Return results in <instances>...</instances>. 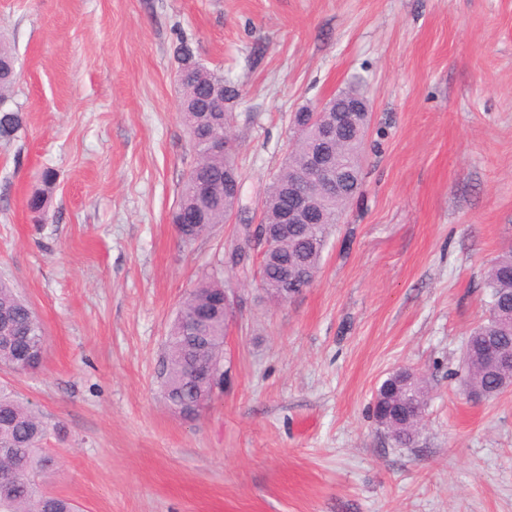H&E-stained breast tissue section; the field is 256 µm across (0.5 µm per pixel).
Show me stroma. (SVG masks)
<instances>
[{
	"mask_svg": "<svg viewBox=\"0 0 512 512\" xmlns=\"http://www.w3.org/2000/svg\"><path fill=\"white\" fill-rule=\"evenodd\" d=\"M0 36L22 118L0 139V277L46 338L0 386L56 428L45 491L78 512H512V388L474 399L459 375L512 242V0H0ZM183 37L238 92L242 171L240 210L189 243ZM352 81L372 107L360 195L293 300L267 298L259 258L225 270L228 382L180 418L158 379L172 319L260 220L293 113ZM401 367L430 389L409 448L372 417Z\"/></svg>",
	"mask_w": 512,
	"mask_h": 512,
	"instance_id": "obj_1",
	"label": "stroma"
}]
</instances>
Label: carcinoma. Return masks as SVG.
I'll return each mask as SVG.
<instances>
[{"mask_svg": "<svg viewBox=\"0 0 512 512\" xmlns=\"http://www.w3.org/2000/svg\"><path fill=\"white\" fill-rule=\"evenodd\" d=\"M13 59L11 44L0 39V138L3 139L13 137L21 124L19 113L6 108L15 80V73L7 64ZM216 87L229 96L235 93L232 83L223 74L204 64L181 85L182 119L189 130L196 161L188 172L172 217L175 224H195V240L226 221L233 205L234 183L242 181L233 155L222 156L209 148L211 138L227 134L231 120L228 112L203 110ZM292 126V148L282 170L270 183L263 203L262 223L267 225L274 246L263 254L261 286L274 300L283 268L299 274L319 271L328 237L340 221L343 209L336 198L323 197L317 200L318 209L324 215L323 223L290 224L288 240L277 238L280 211L287 202L295 176L305 169L308 156L317 148L318 141V126L308 124V119L296 114ZM364 153V139L357 135L346 137L340 146L348 173L356 174L359 183L362 182ZM199 181L211 189L209 196L198 195ZM486 288L488 322L475 328L467 341L471 364L463 373L472 391L493 398L505 389L502 372L494 365L481 366L476 360L489 346L512 351V324L500 321L501 309L512 310V249L490 267ZM201 310L208 312L211 322V331L205 338L193 336L187 330V321ZM231 316L230 307L224 305V277L211 273L198 281L170 325L159 378L169 406L180 408L181 416L186 419L195 418L212 400L210 382L193 376L189 367L196 361L208 363L224 356V324ZM2 319L11 323L15 342L11 348L0 346V365L18 373L37 369L46 344L42 326L31 306L5 279H0ZM403 373L401 369L390 374L379 386L373 416L376 420L392 422L391 439L409 448L415 443L411 429L416 421L405 420L404 414L413 416L421 412L422 406L401 403ZM48 434L50 428L31 404L20 400L8 388L0 387V512H74L69 499L48 494L41 488L39 478L49 468L51 459L45 449L39 447V442Z\"/></svg>", "mask_w": 512, "mask_h": 512, "instance_id": "obj_1", "label": "carcinoma"}]
</instances>
